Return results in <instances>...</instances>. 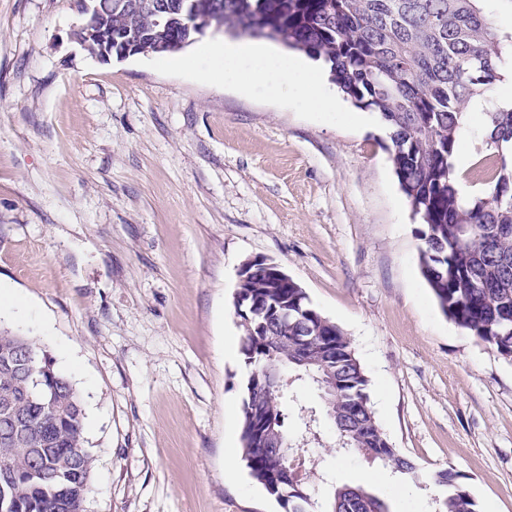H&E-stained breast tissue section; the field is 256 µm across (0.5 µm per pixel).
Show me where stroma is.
I'll return each mask as SVG.
<instances>
[{"instance_id":"1","label":"stroma","mask_w":512,"mask_h":512,"mask_svg":"<svg viewBox=\"0 0 512 512\" xmlns=\"http://www.w3.org/2000/svg\"><path fill=\"white\" fill-rule=\"evenodd\" d=\"M76 0H0V329L34 337L80 391L94 459L86 512H280L239 448L248 370L233 296L243 261L278 263L348 336L412 482L320 446L319 505L362 485L388 512H438L436 471L481 512H512V362L440 310L389 134L331 80L340 111L195 77V45L101 60Z\"/></svg>"}]
</instances>
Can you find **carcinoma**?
Returning a JSON list of instances; mask_svg holds the SVG:
<instances>
[{
	"mask_svg": "<svg viewBox=\"0 0 512 512\" xmlns=\"http://www.w3.org/2000/svg\"><path fill=\"white\" fill-rule=\"evenodd\" d=\"M162 19L148 8L112 10V33H128L148 53L177 51L194 38L183 27L187 9L213 16L234 36L279 40L323 61L330 79L360 108L375 112L390 132V161L415 214L420 271L442 312L476 340L512 361V165L483 174L484 195L458 196L448 162L467 126L468 102L504 81L512 33L494 27L483 0H168ZM487 146L512 142V107L482 113ZM235 312L250 321L242 336L251 367L242 400V459L250 476L282 512H315L309 482L287 477L285 459L254 440L253 409L268 419L266 434L288 448H306L318 434L293 440L285 430L289 371L317 385L337 447L416 474L415 464L389 443L367 392L369 380L349 338L324 317L294 280L278 279L261 260L239 275ZM280 339L273 344L268 334ZM49 355L32 338L0 330V503L10 512H85L93 457L86 447L82 399L74 384L44 365L50 405L23 397L32 364ZM272 370L278 390L265 387ZM448 488L439 512H479L459 475L443 469ZM330 512H387L363 486L334 488Z\"/></svg>",
	"mask_w": 512,
	"mask_h": 512,
	"instance_id": "obj_1",
	"label": "carcinoma"
}]
</instances>
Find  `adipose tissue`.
Returning <instances> with one entry per match:
<instances>
[{"label":"adipose tissue","mask_w":512,"mask_h":512,"mask_svg":"<svg viewBox=\"0 0 512 512\" xmlns=\"http://www.w3.org/2000/svg\"><path fill=\"white\" fill-rule=\"evenodd\" d=\"M198 55L204 64L199 75L211 78L220 74L224 84L239 87L261 85L269 94L281 95L295 90L305 95L309 107L337 111L335 98L319 91V68H308L286 57L275 47L263 42L239 44L214 40L205 43Z\"/></svg>","instance_id":"adipose-tissue-1"}]
</instances>
